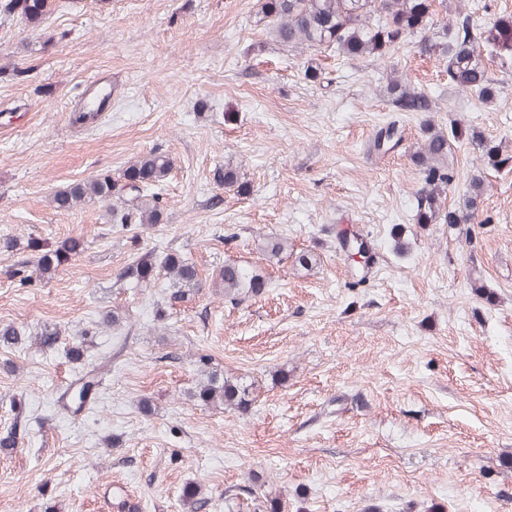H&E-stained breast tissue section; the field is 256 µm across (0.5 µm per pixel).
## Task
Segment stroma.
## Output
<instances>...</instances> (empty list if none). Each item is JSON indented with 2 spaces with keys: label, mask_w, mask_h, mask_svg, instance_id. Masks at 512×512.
Returning <instances> with one entry per match:
<instances>
[{
  "label": "stroma",
  "mask_w": 512,
  "mask_h": 512,
  "mask_svg": "<svg viewBox=\"0 0 512 512\" xmlns=\"http://www.w3.org/2000/svg\"><path fill=\"white\" fill-rule=\"evenodd\" d=\"M0 0V512H180L191 483L230 512L227 490L281 498V512H512V65L486 59L500 93L486 102L452 86L441 60L406 38L385 59L344 61L292 50L271 35L258 0H56L39 26ZM432 32L450 11L476 27L512 0H435ZM323 67L306 78L309 59ZM431 96L429 117L502 144L484 168L468 138L452 143L446 207L484 180L472 242L444 224L419 226L412 154L427 115L395 111L385 71ZM112 72V110L73 126L81 85ZM396 123L401 144L370 151ZM174 161L164 219L113 223L104 204H52L55 191L138 156ZM237 169L246 195L215 182ZM401 225L404 248L390 235ZM362 233L373 260L364 284L336 247ZM79 242L71 266L20 283L21 242ZM287 239L316 262H269L258 248ZM192 261L205 286L168 302L159 276L133 289L120 270L145 250ZM262 269L269 286L239 304L211 281L224 264ZM480 279L493 303L472 292ZM118 312L120 326L105 323ZM56 331L58 347L34 337ZM93 336L80 359L68 344ZM257 382L248 412L193 398L198 355ZM99 380L80 412L59 403L85 373ZM150 411H143L142 401Z\"/></svg>",
  "instance_id": "stroma-1"
}]
</instances>
